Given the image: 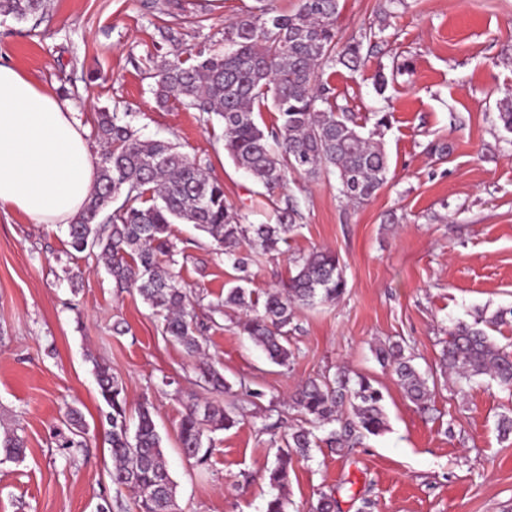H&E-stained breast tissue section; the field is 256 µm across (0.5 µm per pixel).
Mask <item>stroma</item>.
Segmentation results:
<instances>
[{
  "instance_id": "obj_1",
  "label": "stroma",
  "mask_w": 512,
  "mask_h": 512,
  "mask_svg": "<svg viewBox=\"0 0 512 512\" xmlns=\"http://www.w3.org/2000/svg\"><path fill=\"white\" fill-rule=\"evenodd\" d=\"M255 4L181 0L167 11L163 0H49L39 26L0 18V60L71 105L92 156L101 153L96 112L129 113L139 139L171 141L206 165L246 223L271 224L267 197L225 154L222 126L159 106L152 92L153 58L223 50L225 20ZM371 23L383 28L377 51L357 73L339 65L323 79L366 131L375 113H388L387 181L348 206L335 178L289 174L302 217L283 252L250 269L261 293L286 282L300 254L329 249L342 266L341 301L296 311L288 366L271 363L229 312L203 347L231 389H207L200 363L163 336L135 292L115 288L95 254L69 256L65 225L0 208V430L26 444L23 462L0 459V512H97L106 503L136 512L110 479L97 362L123 381L130 407L153 404L179 512H265L277 494L268 471L304 419L293 394L341 366L380 384L388 427L347 454L315 449L296 462L287 512H309L322 492L335 495L336 512H512V439L497 431L512 394L486 377L454 383L440 364L452 323L512 306V133L496 109L512 95V0H339L343 37ZM404 60L407 70L378 92L379 72ZM431 143L448 144L447 155L429 152ZM174 235L172 270L191 299L223 296L234 272L211 238L190 224ZM380 342L402 343L434 381L426 406L382 370L372 352ZM244 385L262 392L260 408L212 432L206 464L186 459L177 442L185 404H224ZM70 406L84 416L87 447L56 445Z\"/></svg>"
}]
</instances>
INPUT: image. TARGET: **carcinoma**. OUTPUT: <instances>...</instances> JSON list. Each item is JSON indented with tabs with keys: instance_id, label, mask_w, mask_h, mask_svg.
<instances>
[{
	"instance_id": "obj_1",
	"label": "carcinoma",
	"mask_w": 512,
	"mask_h": 512,
	"mask_svg": "<svg viewBox=\"0 0 512 512\" xmlns=\"http://www.w3.org/2000/svg\"><path fill=\"white\" fill-rule=\"evenodd\" d=\"M47 0H0V16L18 21L39 20ZM338 0H300L291 14L270 5L243 11L224 24V51L208 55L176 52L154 61L153 94L192 108L224 126V152L259 187L274 197L286 184L288 171L309 179L336 176L339 198L349 204L372 199L386 182L388 158L375 133L364 135L348 109L322 81L325 69L338 64L355 72L364 45L376 42L378 32L368 25L342 40L336 27ZM279 114L274 126H261L257 116ZM503 128L512 132V97L497 103ZM103 110L97 113V138L105 145L97 161L98 175L83 211L67 225L73 252L98 251L117 287L136 292L161 320L162 333L195 357L201 349L198 315L188 293L167 263L172 257L173 225L192 224L206 233L237 272L224 298L209 304L210 312L237 310L243 334L279 366L290 364L295 310L338 302L346 280L336 254L315 251L294 259L295 275L279 288L259 295L247 287L249 268L288 244V233L300 218L298 205L282 199L277 224H246L224 195V185L211 179L204 166L168 141L136 137L126 117ZM120 205L112 207L118 197ZM251 244L240 250L241 243ZM512 325V308L492 317L478 314L473 322L458 321L448 332L442 367L467 381L487 375L512 391V351L499 345L484 326ZM377 361L396 377L405 394L422 403L429 396L427 379L399 343L374 348ZM102 416L110 426V477L117 492H130L137 512H178L177 485L162 451L151 403L136 409L135 432L129 433L125 388L109 369L94 362ZM293 405L306 416L291 429L278 449L269 482L281 494L266 512H286L283 491L294 461L309 457L310 449L325 446L332 453L350 451L360 439L378 435L386 427L384 395L365 375L344 367L333 376L307 381L293 396ZM351 417H338L343 407ZM239 407L196 402L182 414L177 438L183 453L200 465L211 448L207 432L240 423ZM63 423L60 447L86 446L88 434L81 411L70 407ZM312 424L334 425L319 437ZM0 454L18 461L24 443L13 431L0 436Z\"/></svg>"
}]
</instances>
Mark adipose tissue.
<instances>
[{"instance_id": "ef3b65f1", "label": "adipose tissue", "mask_w": 512, "mask_h": 512, "mask_svg": "<svg viewBox=\"0 0 512 512\" xmlns=\"http://www.w3.org/2000/svg\"><path fill=\"white\" fill-rule=\"evenodd\" d=\"M95 175L71 107L0 63V207L40 224L71 223Z\"/></svg>"}]
</instances>
